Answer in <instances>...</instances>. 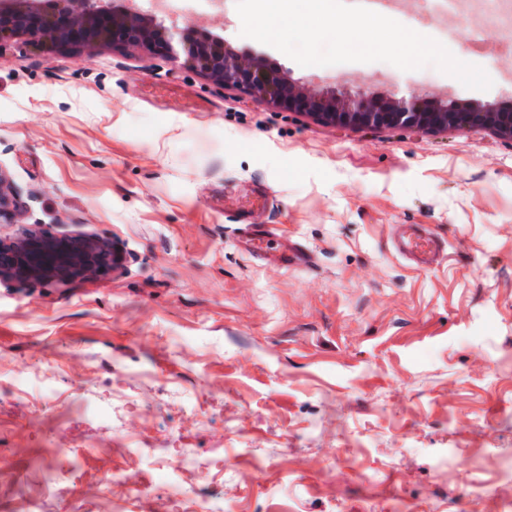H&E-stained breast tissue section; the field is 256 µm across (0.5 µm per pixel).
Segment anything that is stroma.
Returning <instances> with one entry per match:
<instances>
[{"mask_svg":"<svg viewBox=\"0 0 512 512\" xmlns=\"http://www.w3.org/2000/svg\"><path fill=\"white\" fill-rule=\"evenodd\" d=\"M137 5L311 88L512 103V27L487 11L394 6L487 71L478 91L431 66H299L241 36L235 0ZM0 170L26 205L0 237L126 255L91 282L0 280V512H512V142L320 124L162 49L10 44ZM246 224L271 227L265 253ZM400 224L441 262L399 256Z\"/></svg>","mask_w":512,"mask_h":512,"instance_id":"1","label":"stroma"}]
</instances>
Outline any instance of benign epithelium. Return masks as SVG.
Here are the masks:
<instances>
[{"label":"benign epithelium","instance_id":"benign-epithelium-1","mask_svg":"<svg viewBox=\"0 0 512 512\" xmlns=\"http://www.w3.org/2000/svg\"><path fill=\"white\" fill-rule=\"evenodd\" d=\"M12 43L34 49L111 43L147 51L163 45L170 52H182L192 69L220 86L240 88L325 124L424 131L482 128L512 141V105L460 102L450 111L446 93L413 92L395 98L336 87L311 89L263 56L237 51L219 36L188 26L177 38L132 5L116 9L106 0H0V46ZM17 197L19 192L0 170V224L17 223L23 211ZM124 262L115 242L98 237L53 236L33 226L18 237L0 238V279H100L118 272Z\"/></svg>","mask_w":512,"mask_h":512}]
</instances>
